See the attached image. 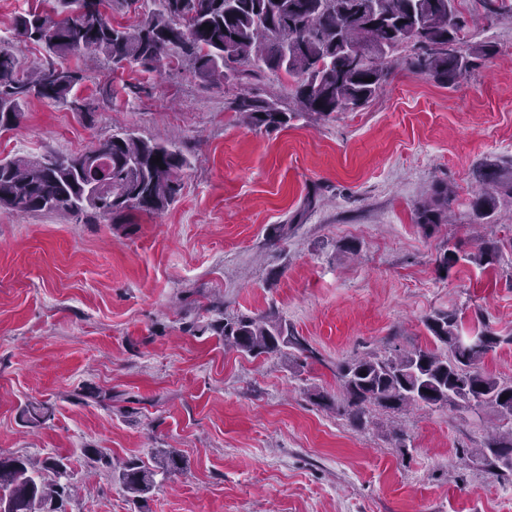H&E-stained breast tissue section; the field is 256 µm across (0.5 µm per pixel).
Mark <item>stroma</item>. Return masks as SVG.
I'll list each match as a JSON object with an SVG mask.
<instances>
[{"mask_svg": "<svg viewBox=\"0 0 512 512\" xmlns=\"http://www.w3.org/2000/svg\"><path fill=\"white\" fill-rule=\"evenodd\" d=\"M459 10L467 39L493 52L454 86L399 67L364 107L271 132L231 110L233 85L185 65L117 70L89 122L31 99L0 132V159L82 152L124 127L183 146L192 165L177 202L126 224L0 210V453L65 458L83 487L67 512H512V476L461 458L502 425L496 409L375 408L358 429L314 398L338 395L339 361L433 348L424 320L438 310L512 334L511 252L489 270L436 263L512 235L511 204L489 219L471 208L478 162L512 171V15L487 17L482 0ZM438 182L455 191L452 220L428 235L415 210ZM241 314L286 321L316 359L184 331ZM84 385L111 406L76 401ZM31 401L53 406L48 426L19 421ZM167 446L186 470L141 507L83 454L147 461Z\"/></svg>", "mask_w": 512, "mask_h": 512, "instance_id": "1", "label": "stroma"}]
</instances>
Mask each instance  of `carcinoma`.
<instances>
[{
  "label": "carcinoma",
  "instance_id": "1",
  "mask_svg": "<svg viewBox=\"0 0 512 512\" xmlns=\"http://www.w3.org/2000/svg\"><path fill=\"white\" fill-rule=\"evenodd\" d=\"M52 11L30 10L14 23L18 38L41 45L46 62L23 68L12 49L0 44V131L17 128L27 100L38 97L63 104L85 120L95 109L78 106L75 88L85 70L59 63L69 55H93L111 71L138 66L164 68L172 55L189 63L207 83L219 76L246 86L265 72L297 79L296 108L277 98L259 99L241 91L230 108L257 129L274 131L302 114L328 117L355 111L371 101L398 66L451 86L469 71L472 59L488 54L479 42L464 44L459 0H153L138 24L116 25L107 10L125 0H58ZM212 30L203 28V24ZM161 162L153 163V158ZM191 161L174 142L144 139L118 128L89 150H47L28 157L0 159V210L64 213L127 224L134 212L159 214L177 201L181 173ZM480 188L472 208L491 217L498 195L512 196V181L495 163L473 170ZM453 193L446 185L416 208V223L434 230L444 223ZM508 239H482L475 250L441 251L437 267L448 272L459 262L482 269L494 266ZM436 348L389 356L372 355L336 364L344 414L357 428L368 423V407L399 411L407 406L495 407L512 421V383L482 368L483 358L503 343L482 315L472 335L461 333L455 310L437 311L424 320ZM224 344L253 357L294 349L316 357L307 341L287 325L266 316L239 315L211 325ZM507 399H502V396ZM54 416L47 403L30 402L19 412L27 427L39 428ZM494 475L512 473V427L492 436L482 448L464 453ZM176 448H158L152 463L132 457L113 472L127 496L142 502L156 477L183 473ZM53 473L46 479L44 472ZM73 496L68 465L48 456L39 462L0 454V512H66Z\"/></svg>",
  "mask_w": 512,
  "mask_h": 512
}]
</instances>
